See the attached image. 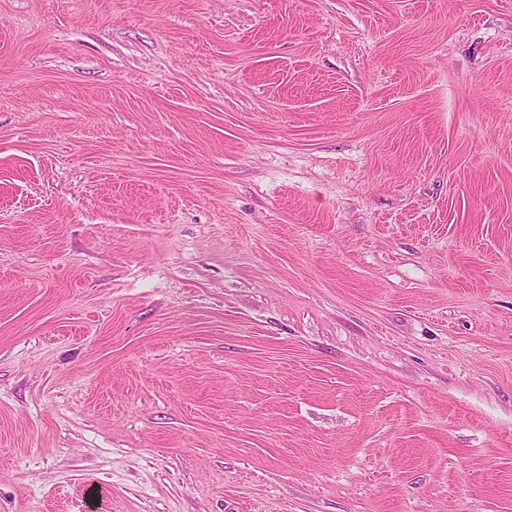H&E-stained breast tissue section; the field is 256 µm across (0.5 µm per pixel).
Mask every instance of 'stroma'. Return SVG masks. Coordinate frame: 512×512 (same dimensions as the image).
Listing matches in <instances>:
<instances>
[{
	"label": "stroma",
	"instance_id": "35a3bbf8",
	"mask_svg": "<svg viewBox=\"0 0 512 512\" xmlns=\"http://www.w3.org/2000/svg\"><path fill=\"white\" fill-rule=\"evenodd\" d=\"M0 512H512V0H0Z\"/></svg>",
	"mask_w": 512,
	"mask_h": 512
}]
</instances>
